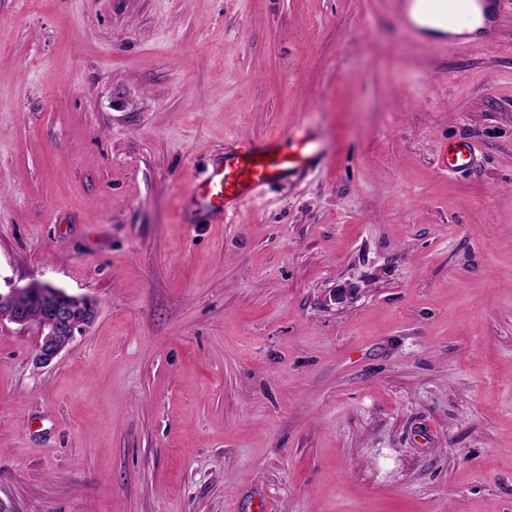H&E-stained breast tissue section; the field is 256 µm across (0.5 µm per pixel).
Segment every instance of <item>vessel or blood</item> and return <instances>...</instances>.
Masks as SVG:
<instances>
[{
  "instance_id": "1",
  "label": "vessel or blood",
  "mask_w": 512,
  "mask_h": 512,
  "mask_svg": "<svg viewBox=\"0 0 512 512\" xmlns=\"http://www.w3.org/2000/svg\"><path fill=\"white\" fill-rule=\"evenodd\" d=\"M496 0H404V20L413 34H420L421 26L414 19L413 10H421L426 17L447 21H462L473 11L489 15ZM477 150L471 140L444 144L440 149L442 168L455 169L470 163ZM318 155L315 134L306 127L288 137L272 135L261 143L247 139L237 140L233 146L218 155L206 175L186 193L181 217L187 224H221L240 214L259 197L263 186L287 181L290 177L314 168Z\"/></svg>"
}]
</instances>
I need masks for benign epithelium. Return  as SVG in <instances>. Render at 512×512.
<instances>
[{
  "mask_svg": "<svg viewBox=\"0 0 512 512\" xmlns=\"http://www.w3.org/2000/svg\"><path fill=\"white\" fill-rule=\"evenodd\" d=\"M85 303L89 305L91 300L38 282L12 287L5 294L0 292V308L5 307L13 313L12 323L21 327L31 324L39 327L38 361L44 365L51 363L64 350L62 342L72 341L93 323V316H81L80 309ZM39 307L48 308L51 318L36 319L34 309Z\"/></svg>",
  "mask_w": 512,
  "mask_h": 512,
  "instance_id": "benign-epithelium-1",
  "label": "benign epithelium"
}]
</instances>
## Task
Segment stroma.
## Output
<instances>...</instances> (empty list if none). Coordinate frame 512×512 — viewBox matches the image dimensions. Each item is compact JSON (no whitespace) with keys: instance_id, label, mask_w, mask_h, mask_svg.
<instances>
[{"instance_id":"1","label":"stroma","mask_w":512,"mask_h":512,"mask_svg":"<svg viewBox=\"0 0 512 512\" xmlns=\"http://www.w3.org/2000/svg\"><path fill=\"white\" fill-rule=\"evenodd\" d=\"M296 126L314 172L182 222ZM34 281L98 313L48 365L0 319L16 512H512V0L466 48L399 0H0V286ZM317 155V138L307 127L288 138L272 135L262 143L238 139L186 193L182 220L186 224L228 223L258 199L263 186L314 168ZM476 150L477 145L471 140L445 143L440 149L441 167L447 170L464 166L474 159Z\"/></svg>"}]
</instances>
